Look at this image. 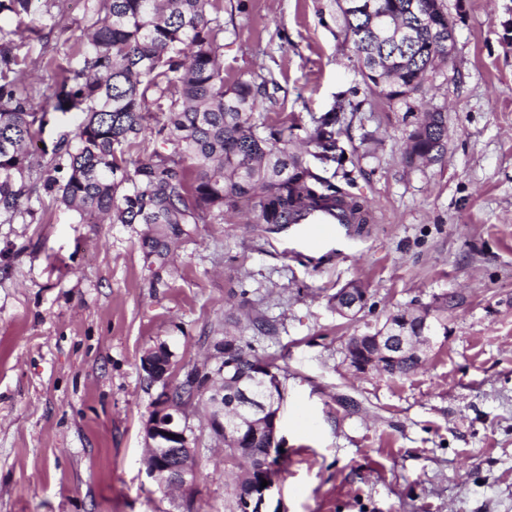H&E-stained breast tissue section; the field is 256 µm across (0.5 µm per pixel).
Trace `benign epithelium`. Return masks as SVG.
<instances>
[{
  "label": "benign epithelium",
  "instance_id": "1",
  "mask_svg": "<svg viewBox=\"0 0 512 512\" xmlns=\"http://www.w3.org/2000/svg\"><path fill=\"white\" fill-rule=\"evenodd\" d=\"M437 339L431 316L422 318V333L419 336H377L372 352L367 358L358 360L352 357L353 347L346 348L347 359L359 373L369 372L383 359L397 365L404 358L406 345L413 349L429 348ZM220 365L217 373L224 380L223 385L209 396L212 407L209 426L219 438L230 436V432L240 430L239 421L249 416L260 418V423L269 425L271 446L280 444L278 440L279 412L253 395L256 383H266L273 378L271 368L264 361L254 362V374L248 382H243L234 370L236 362L227 358L224 345L217 346ZM141 367L152 383L163 386V395L156 402L144 426L148 456L145 459L147 474L160 486L172 485L183 493L186 500L192 499L197 483L198 448L191 436L189 416L186 406L168 397L170 382L174 373L171 354L167 347L156 346L148 349L141 359Z\"/></svg>",
  "mask_w": 512,
  "mask_h": 512
}]
</instances>
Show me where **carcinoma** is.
I'll list each match as a JSON object with an SVG mask.
<instances>
[{"mask_svg": "<svg viewBox=\"0 0 512 512\" xmlns=\"http://www.w3.org/2000/svg\"><path fill=\"white\" fill-rule=\"evenodd\" d=\"M52 2L0 0V15L15 17L37 35L39 29L26 19ZM337 4L369 92L398 99L419 91L446 49L448 14L441 0H361L363 8L355 10L348 0ZM223 12V0H97L87 20L88 40L78 46V66L55 72L53 111H79L83 118L76 144L64 135L54 145L56 160L46 170L43 190L82 218L101 215L120 224H206L224 220V213L243 202L252 204L253 224L285 228L313 212H338L347 225L373 223L363 200L337 189L294 149L295 123L286 117L255 121L260 104H277L281 85L272 73L226 81ZM13 35L0 28V212L15 216L24 213L22 200L33 193L26 172L33 165L28 146L37 134V113ZM152 105L166 111L164 120L151 113ZM344 111L340 99L329 111L311 115L304 129L305 143L324 160L336 161V126ZM147 131L174 144V152L155 148L140 154ZM446 140L445 113L418 118L403 159L408 165L439 163ZM364 298L365 289L355 281L333 296L341 314ZM405 313L386 319L396 326L395 335H421L418 318L407 320ZM229 346L238 370L251 371L258 357L236 339H224ZM422 362L411 355L399 371L386 365L383 372L407 377ZM208 380L205 371H187L172 396L190 402ZM244 442L253 453L224 443L225 464L234 469L245 463L232 488L230 512H245L249 476L280 473L263 434Z\"/></svg>", "mask_w": 512, "mask_h": 512, "instance_id": "carcinoma-1", "label": "carcinoma"}]
</instances>
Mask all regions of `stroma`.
Segmentation results:
<instances>
[{
    "mask_svg": "<svg viewBox=\"0 0 512 512\" xmlns=\"http://www.w3.org/2000/svg\"><path fill=\"white\" fill-rule=\"evenodd\" d=\"M92 0H56L18 55L47 108L51 64L76 63ZM224 9V75L270 70L277 111L301 122L355 107L319 164L375 221L324 238L304 226L187 224L158 269L152 224H96L38 189L29 215L0 214V512H227L232 471L205 409L192 509L146 474L144 423L162 390L142 369L163 344L176 377L214 368L240 338L276 358L283 471L266 512H512V0H442L449 59L406 99L370 95L329 0H245ZM448 116L443 163L407 167L416 117ZM360 282L355 318L330 303ZM457 296L448 335L408 377L359 374L345 345L400 309ZM261 317L266 330L250 320Z\"/></svg>",
    "mask_w": 512,
    "mask_h": 512,
    "instance_id": "1",
    "label": "stroma"
}]
</instances>
